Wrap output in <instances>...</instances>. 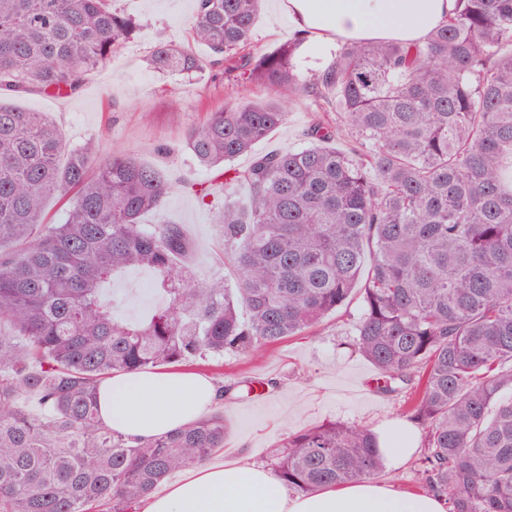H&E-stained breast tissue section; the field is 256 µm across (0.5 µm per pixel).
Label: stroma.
<instances>
[{
	"instance_id": "obj_1",
	"label": "stroma",
	"mask_w": 512,
	"mask_h": 512,
	"mask_svg": "<svg viewBox=\"0 0 512 512\" xmlns=\"http://www.w3.org/2000/svg\"><path fill=\"white\" fill-rule=\"evenodd\" d=\"M116 4L141 23L119 59L95 71L77 96L29 93L15 97L14 103L28 112L50 113L69 145L92 140L101 155L124 150L162 169L178 188L159 211L146 216V223L165 220L183 225L196 246V275H224V267L215 259L222 236L214 212L183 189L187 183L210 182L214 174L184 148L183 137L202 120L204 103H222L235 91L206 74L187 81L156 73L145 63L158 33L179 45L192 44L195 0H116ZM291 37L277 0H264L253 29L254 46L268 49ZM235 93L251 99L268 95L258 87ZM286 112L285 122L258 144V151L305 145L304 133L315 112L305 100L287 104ZM361 309V294L353 292L316 335L294 336L245 355L228 354L219 365L208 367V374L225 388L223 407L230 423L225 449L244 446L250 461L266 466L270 448L290 432L336 420L368 426L382 437L389 428L406 424L399 399L368 388L377 372L350 347Z\"/></svg>"
}]
</instances>
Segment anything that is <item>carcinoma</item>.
<instances>
[{
    "instance_id": "1",
    "label": "carcinoma",
    "mask_w": 512,
    "mask_h": 512,
    "mask_svg": "<svg viewBox=\"0 0 512 512\" xmlns=\"http://www.w3.org/2000/svg\"><path fill=\"white\" fill-rule=\"evenodd\" d=\"M260 2L197 0L191 38L210 55L160 36L146 59L272 94L231 96L185 133L215 170L186 188L218 207L231 286L192 276L182 225L143 223L174 189L161 170L72 147L49 115L10 102L78 94L138 22L115 0H0V512H131L206 463L230 432L222 405L132 439L101 420L98 384L311 333L363 274L351 347L422 430V491L448 512H512V0H457L421 43L341 41L310 76L295 65L302 40L253 47ZM300 99L321 113L307 146L255 151ZM49 196L61 224L44 222ZM138 268L164 304L123 321L108 286ZM271 457L295 494L384 465L371 429L336 421L288 434Z\"/></svg>"
}]
</instances>
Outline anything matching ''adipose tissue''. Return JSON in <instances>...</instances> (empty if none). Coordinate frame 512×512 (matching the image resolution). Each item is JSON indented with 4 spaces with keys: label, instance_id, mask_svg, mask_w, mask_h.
<instances>
[{
    "label": "adipose tissue",
    "instance_id": "ef3b65f1",
    "mask_svg": "<svg viewBox=\"0 0 512 512\" xmlns=\"http://www.w3.org/2000/svg\"><path fill=\"white\" fill-rule=\"evenodd\" d=\"M455 0H278L292 31L312 46L348 41H422ZM218 396L214 382L193 370L117 373L98 388L102 420L125 435L158 436L197 419ZM141 512H447L444 498L403 494L369 481L290 495L245 454L191 469L152 493Z\"/></svg>",
    "mask_w": 512,
    "mask_h": 512
}]
</instances>
